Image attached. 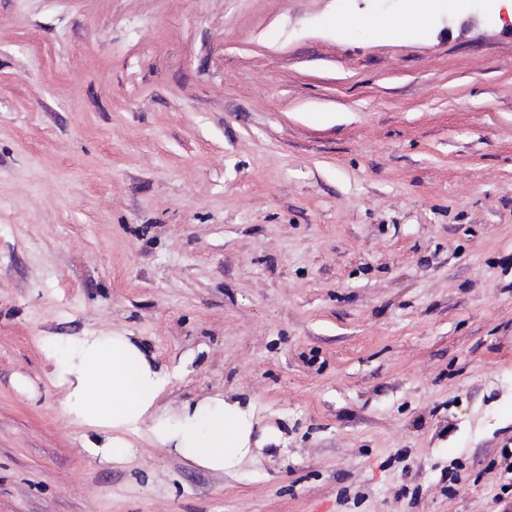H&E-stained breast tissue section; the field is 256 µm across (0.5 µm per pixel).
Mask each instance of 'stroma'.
Segmentation results:
<instances>
[{
    "instance_id": "obj_1",
    "label": "stroma",
    "mask_w": 512,
    "mask_h": 512,
    "mask_svg": "<svg viewBox=\"0 0 512 512\" xmlns=\"http://www.w3.org/2000/svg\"><path fill=\"white\" fill-rule=\"evenodd\" d=\"M0 0V512H512V21ZM121 334L252 451L102 463L40 339ZM438 1L405 0L404 11L394 18L377 15L354 21L344 14L336 13L328 19V23L343 32L361 29L389 40L407 39L422 31L426 18Z\"/></svg>"
}]
</instances>
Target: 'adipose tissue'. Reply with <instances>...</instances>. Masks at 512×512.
<instances>
[{
  "instance_id": "obj_1",
  "label": "adipose tissue",
  "mask_w": 512,
  "mask_h": 512,
  "mask_svg": "<svg viewBox=\"0 0 512 512\" xmlns=\"http://www.w3.org/2000/svg\"><path fill=\"white\" fill-rule=\"evenodd\" d=\"M397 17L371 16L359 21L344 14L329 23L347 32L360 29L389 40L417 36L437 0H405ZM52 376L64 390L63 410L72 422L94 428L98 436L85 450L105 461H121L134 448L124 439L149 423L156 445L200 467L221 472L250 451L252 424L238 404L216 395L185 405L173 416L157 413L167 377L125 336H89L61 345L42 339Z\"/></svg>"
}]
</instances>
